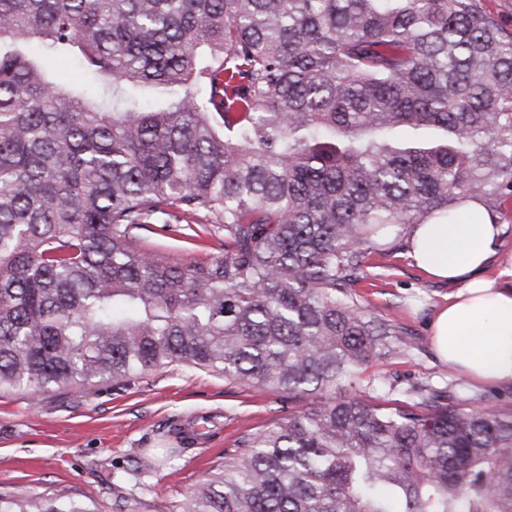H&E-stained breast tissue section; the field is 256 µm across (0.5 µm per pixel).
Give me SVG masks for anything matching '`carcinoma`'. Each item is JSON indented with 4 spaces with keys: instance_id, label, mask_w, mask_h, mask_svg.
Segmentation results:
<instances>
[{
    "instance_id": "cac0c4a2",
    "label": "carcinoma",
    "mask_w": 512,
    "mask_h": 512,
    "mask_svg": "<svg viewBox=\"0 0 512 512\" xmlns=\"http://www.w3.org/2000/svg\"><path fill=\"white\" fill-rule=\"evenodd\" d=\"M509 197L512 32L475 0H0V391L181 364L288 397L170 512H512V408L363 379L416 344L352 291L394 230ZM202 218L208 261L135 247Z\"/></svg>"
}]
</instances>
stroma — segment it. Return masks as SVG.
<instances>
[{
    "instance_id": "obj_1",
    "label": "stroma",
    "mask_w": 512,
    "mask_h": 512,
    "mask_svg": "<svg viewBox=\"0 0 512 512\" xmlns=\"http://www.w3.org/2000/svg\"><path fill=\"white\" fill-rule=\"evenodd\" d=\"M224 236L221 225L200 238L138 231L137 246L163 260L208 259ZM367 279L354 288L379 317L397 320L414 337L410 355L374 361L367 376L446 386L455 371L436 353L431 325L454 285L416 268L407 244L364 258ZM275 396L229 382L205 369L172 365L125 387L68 388L38 401L0 393V493L38 491L89 499L112 512L135 497L138 512H168L235 440L273 415Z\"/></svg>"
}]
</instances>
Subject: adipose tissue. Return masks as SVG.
<instances>
[{
	"mask_svg": "<svg viewBox=\"0 0 512 512\" xmlns=\"http://www.w3.org/2000/svg\"><path fill=\"white\" fill-rule=\"evenodd\" d=\"M468 213L480 222L416 225L410 252L429 276L456 284L432 324L438 355L475 380L512 383V285L486 277L500 225L483 217L479 204Z\"/></svg>",
	"mask_w": 512,
	"mask_h": 512,
	"instance_id": "ef3b65f1",
	"label": "adipose tissue"
}]
</instances>
